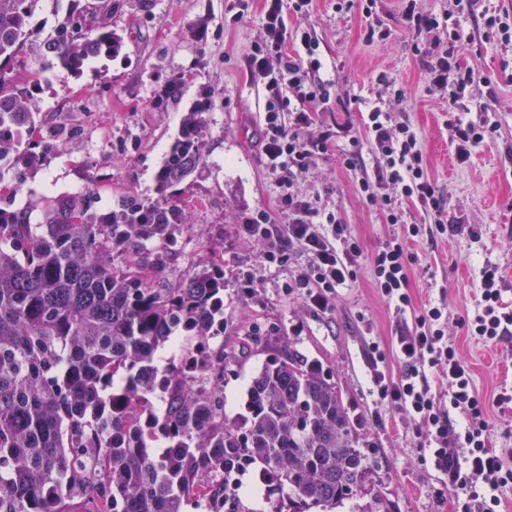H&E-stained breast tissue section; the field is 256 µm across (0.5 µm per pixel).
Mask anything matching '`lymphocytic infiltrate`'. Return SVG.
Here are the masks:
<instances>
[{
  "mask_svg": "<svg viewBox=\"0 0 512 512\" xmlns=\"http://www.w3.org/2000/svg\"><path fill=\"white\" fill-rule=\"evenodd\" d=\"M310 4L311 0H265V41L249 55L251 73L264 79L271 92L265 105L261 153L279 190L281 210L288 221L272 223L270 215L261 210L240 225L238 232L246 238L266 240L265 257L270 262L280 260L284 244L300 245L311 263L306 272L299 274L298 282L309 289L311 304L325 310L336 288L354 278L362 250L358 243L346 242L347 227L334 214H319L311 202L292 192L310 158L327 152L334 138L328 130L320 131L306 143L299 138L300 129L315 124L321 105L328 99L324 83L315 77L321 68L320 61L285 52L290 37L288 14L306 13ZM472 13L470 0H461L447 45L435 40L415 48L425 68L429 90L448 100V123L455 133L456 154L463 161L493 140L498 131L496 122L476 124L463 117L469 109V91L474 84L481 83L486 88L483 110H491L496 104L491 79L482 76L476 65L464 62L460 54L464 44L462 24ZM285 113L292 114V123L282 121ZM364 126L372 150L382 161L377 183H388L397 190L392 196L378 192L376 183L362 181L367 201L381 207L393 224L402 221L397 203L401 196L417 202L424 211L442 215L444 196L425 171L419 139L410 126L392 109L379 107L368 112ZM320 216L330 224V234L317 231L315 220ZM338 239L343 241V249H336L334 242ZM411 261V254L396 240L374 258L377 285L400 311L410 302L407 269ZM480 303L481 313L466 323L471 335L490 342L512 333V308L502 299L501 280L495 269H487L483 274ZM442 316V309L436 306L420 310L413 332L399 336L396 341V354L404 371L398 380L381 384L378 394L417 417V434L434 442L433 454L448 472L449 487L463 498L464 512H497V492L512 484V466L489 446L488 406L511 404L512 393H499L489 402L475 391L469 367L444 339ZM431 372L448 384L447 406H440L430 393L427 375ZM454 410L466 419L463 431L456 433L449 430L450 413Z\"/></svg>",
  "mask_w": 512,
  "mask_h": 512,
  "instance_id": "f902f5d3",
  "label": "lymphocytic infiltrate"
}]
</instances>
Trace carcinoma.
<instances>
[{"label":"carcinoma","instance_id":"1","mask_svg":"<svg viewBox=\"0 0 512 512\" xmlns=\"http://www.w3.org/2000/svg\"><path fill=\"white\" fill-rule=\"evenodd\" d=\"M39 2L0 0V180L57 151L32 121L47 75L119 51L86 7L44 32ZM205 135L204 112L188 113L155 202L126 193L102 212L92 180L32 224L9 202L19 184L3 194L0 512H248L225 482L248 466L287 493L274 512H392L336 383L299 352L252 378L248 416L224 414V265L171 269L186 223L176 187L204 165ZM176 334L197 350L161 372L155 353Z\"/></svg>","mask_w":512,"mask_h":512}]
</instances>
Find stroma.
Masks as SVG:
<instances>
[{
  "instance_id": "35a3bbf8",
  "label": "stroma",
  "mask_w": 512,
  "mask_h": 512,
  "mask_svg": "<svg viewBox=\"0 0 512 512\" xmlns=\"http://www.w3.org/2000/svg\"><path fill=\"white\" fill-rule=\"evenodd\" d=\"M336 3L312 0L307 13L288 16L289 29L308 31L331 94L307 136L349 124L361 137L362 111L376 105L402 110L418 134L428 175L445 197L448 221L461 225V233L439 234L433 217L408 199L402 223H389L358 185L361 177L376 176V159L367 150L364 171L346 169L338 159L340 138L296 183L314 207L347 224L363 252L355 278L338 288L332 308H314L307 289L297 286V275L309 263L298 245H288L284 260L271 264L263 241L237 233L238 224L257 210L280 215L260 149L266 92L247 67L250 51L264 41L262 0H248L244 11L237 0H121L112 13L120 52L94 61L81 75L58 72L43 82L35 125L49 127L61 117L80 132L59 141L49 165L25 175L14 204L32 206L36 223L50 193H69L92 179L105 205L128 192L156 200V175L172 140L187 113L204 106L205 164L180 186L187 224L172 251L180 273L203 260L224 264L228 418L245 415L252 377L291 346L340 389L348 415L361 425L366 452L377 463L373 478L394 512H461V499L416 434V420L380 400L372 378H399L402 367L392 354L396 338L413 330L421 305L432 304L443 308L445 336L469 365L476 392L492 400L512 390V335L485 342L459 325L461 317L481 310L484 266L496 267L502 298L512 305V44L476 39L463 47L464 60L477 64L495 86L492 118L499 130L461 163L448 106L428 90L413 51L417 35L400 0H376L386 36L375 42L365 38L360 8L340 12ZM175 85L180 92L173 97L169 91ZM411 224L426 225L428 233L408 241L414 256L412 304L400 312L382 296L370 258L389 240L405 238ZM375 345L385 354L383 362L371 358Z\"/></svg>"
}]
</instances>
